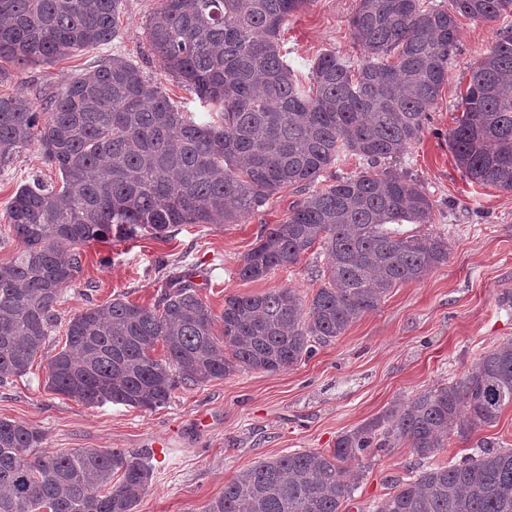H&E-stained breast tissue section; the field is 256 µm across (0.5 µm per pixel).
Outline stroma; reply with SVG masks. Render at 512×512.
I'll use <instances>...</instances> for the list:
<instances>
[{
	"mask_svg": "<svg viewBox=\"0 0 512 512\" xmlns=\"http://www.w3.org/2000/svg\"><path fill=\"white\" fill-rule=\"evenodd\" d=\"M161 0H122L117 36L96 49L74 51L51 63L9 67L0 95L21 92L36 97L40 88H64L108 55L138 64L146 79L159 85L170 102L195 119L209 109L173 78L151 53L145 25ZM358 0H312L289 19L281 51L296 74L326 52L359 59L348 20ZM460 48L432 120L421 140L392 167L415 178L435 203L431 223L404 225L405 233L444 236L446 264L418 282L393 289L381 306L360 317L344 335L316 345L313 355L276 374L238 372L191 390L176 391L169 404L153 410L107 403L89 405L45 387L47 356L26 375L0 387V419L21 421L42 431L44 445L123 449L147 455L151 484L136 512H205L224 485L258 461L289 452H329L337 438L387 408L460 378L484 352L512 340V191L470 183L456 164L448 134L461 115L457 108L470 74L512 27V14L492 22L459 18ZM59 174L38 144L20 149L0 172V263L16 254L8 242L6 212L18 187ZM295 188L280 189L254 214L236 224H186L159 240L142 235L92 245L84 251L89 288H68L58 307L61 321L90 304L121 296L146 306L159 298L169 272L188 273L198 295L221 313L229 295H251L292 288L315 293L326 264L311 248L294 268L259 282L237 275L242 257L253 248L264 225L277 224L302 200ZM112 257L100 266L97 257ZM512 448V406L495 423L467 437H451L434 456L437 464L460 460L483 444ZM362 475L344 512H380L395 482L421 462L410 448L375 450L363 460Z\"/></svg>",
	"mask_w": 512,
	"mask_h": 512,
	"instance_id": "35a3bbf8",
	"label": "stroma"
}]
</instances>
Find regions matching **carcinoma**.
I'll return each instance as SVG.
<instances>
[{
    "instance_id": "obj_1",
    "label": "carcinoma",
    "mask_w": 512,
    "mask_h": 512,
    "mask_svg": "<svg viewBox=\"0 0 512 512\" xmlns=\"http://www.w3.org/2000/svg\"><path fill=\"white\" fill-rule=\"evenodd\" d=\"M311 0H161L149 48L201 104L198 122L122 56L44 91L0 95V168L39 143L61 181L18 188L7 210L16 256L0 265V386L26 373L58 326L63 290L83 251L141 233L165 240L182 224H232L283 187L308 196L264 227L242 259L243 281L292 268L314 245L327 282L306 300L290 288L231 295L215 315L174 273L151 307L116 297L76 313L47 361L46 388L89 405L153 410L178 389L235 372L276 374L380 307L394 288L448 262V241L405 234L435 206L418 181L385 168L324 172L354 155L372 167L420 141L459 50L457 16L495 21L512 0H358L348 21L357 64L325 53L299 82L281 54L288 19ZM122 0H0V59L16 67L89 50L117 35ZM448 134L472 183L512 191V32L474 68ZM222 337L213 333L215 322ZM165 356H153L157 344ZM512 406V341L458 380L422 392L339 436L327 454L261 461L224 484L206 512H342L348 465L369 448L404 445L421 459ZM43 434L0 419V512H135L151 468L138 453L42 448ZM381 512H512V449L480 448L393 487Z\"/></svg>"
}]
</instances>
